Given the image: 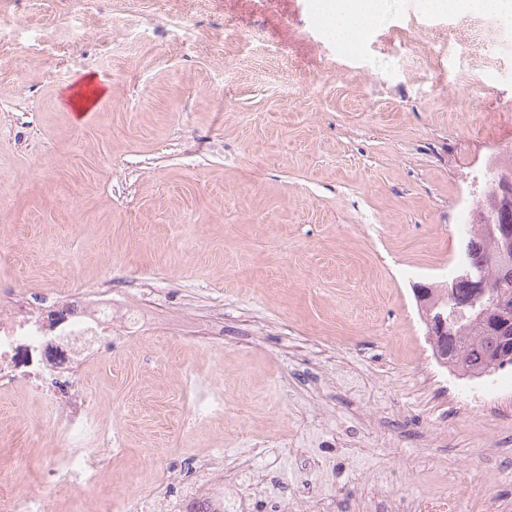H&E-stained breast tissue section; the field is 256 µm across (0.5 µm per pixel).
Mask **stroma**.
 Returning <instances> with one entry per match:
<instances>
[{
    "mask_svg": "<svg viewBox=\"0 0 512 512\" xmlns=\"http://www.w3.org/2000/svg\"><path fill=\"white\" fill-rule=\"evenodd\" d=\"M325 0H0V286L153 288L150 320L83 377L122 451L120 493L193 455L308 438L261 460L269 491L390 474L458 512H512V367L471 406L432 354L416 285L444 287L489 154L512 148V10L377 0L350 41ZM282 66L297 90L268 83ZM106 79L84 122L62 99ZM224 396L202 419L183 381ZM57 442L38 402L0 394V470L32 485Z\"/></svg>",
    "mask_w": 512,
    "mask_h": 512,
    "instance_id": "35a3bbf8",
    "label": "stroma"
}]
</instances>
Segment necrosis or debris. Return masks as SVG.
Returning <instances> with one entry per match:
<instances>
[{
	"label": "necrosis or debris",
	"instance_id": "4bbe7bcc",
	"mask_svg": "<svg viewBox=\"0 0 512 512\" xmlns=\"http://www.w3.org/2000/svg\"><path fill=\"white\" fill-rule=\"evenodd\" d=\"M12 306L0 304V387L20 386L41 404L47 423L64 445L47 460L40 483L17 490L12 478L0 476V512H60L54 486L95 489L102 482L115 440L98 431L80 374L94 355L110 353L120 331L139 327L137 301L116 311L112 291L28 290ZM223 449L194 455L197 480L169 475L163 497L132 493L98 506L95 500L72 499L74 512H336L333 495L310 499L271 496L265 492L225 495L224 471L217 461Z\"/></svg>",
	"mask_w": 512,
	"mask_h": 512
}]
</instances>
